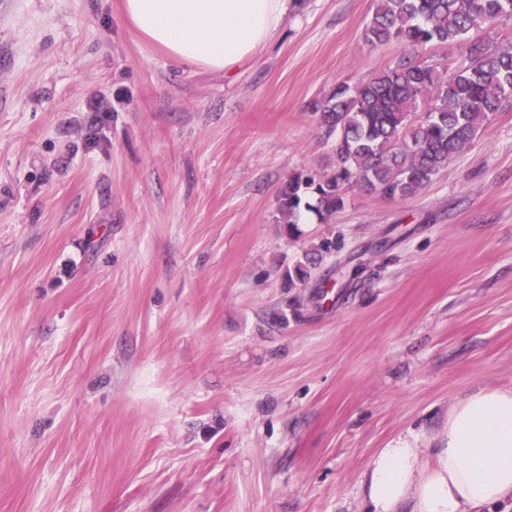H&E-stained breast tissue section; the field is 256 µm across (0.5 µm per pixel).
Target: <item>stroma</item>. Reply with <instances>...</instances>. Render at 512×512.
<instances>
[{
	"instance_id": "35a3bbf8",
	"label": "stroma",
	"mask_w": 512,
	"mask_h": 512,
	"mask_svg": "<svg viewBox=\"0 0 512 512\" xmlns=\"http://www.w3.org/2000/svg\"><path fill=\"white\" fill-rule=\"evenodd\" d=\"M123 0H0V512H368L379 451L512 387V106L416 195L296 234L313 110L405 56L373 0H298L231 76ZM305 284L284 274L323 239Z\"/></svg>"
}]
</instances>
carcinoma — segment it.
<instances>
[{"instance_id":"1","label":"carcinoma","mask_w":512,"mask_h":512,"mask_svg":"<svg viewBox=\"0 0 512 512\" xmlns=\"http://www.w3.org/2000/svg\"><path fill=\"white\" fill-rule=\"evenodd\" d=\"M511 21L512 0H374L368 44L460 46L471 64L449 74L401 57L365 81L336 85L314 106L325 137L334 140L333 163L282 185V223L296 228L303 208L335 214L353 187L384 198L427 187L512 101V44L491 39Z\"/></svg>"}]
</instances>
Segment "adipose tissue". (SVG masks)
Listing matches in <instances>:
<instances>
[{
	"label": "adipose tissue",
	"instance_id": "adipose-tissue-1",
	"mask_svg": "<svg viewBox=\"0 0 512 512\" xmlns=\"http://www.w3.org/2000/svg\"><path fill=\"white\" fill-rule=\"evenodd\" d=\"M296 0H124L126 19L175 61L229 73L277 34ZM374 512H484L512 499V387H486L448 413L446 445L425 461L415 436L381 450L366 479Z\"/></svg>",
	"mask_w": 512,
	"mask_h": 512
}]
</instances>
